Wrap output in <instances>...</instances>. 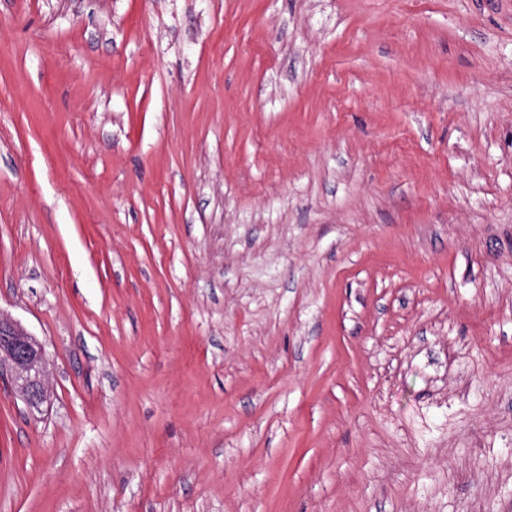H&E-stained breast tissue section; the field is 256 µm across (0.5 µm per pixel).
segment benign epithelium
<instances>
[{
  "label": "benign epithelium",
  "mask_w": 512,
  "mask_h": 512,
  "mask_svg": "<svg viewBox=\"0 0 512 512\" xmlns=\"http://www.w3.org/2000/svg\"><path fill=\"white\" fill-rule=\"evenodd\" d=\"M45 363L41 343L17 322L0 314V376L9 374L31 409L40 408L46 398Z\"/></svg>",
  "instance_id": "7a95c632"
}]
</instances>
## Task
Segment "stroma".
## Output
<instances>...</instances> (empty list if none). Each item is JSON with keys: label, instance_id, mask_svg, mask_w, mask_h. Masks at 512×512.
I'll list each match as a JSON object with an SVG mask.
<instances>
[{"label": "stroma", "instance_id": "35a3bbf8", "mask_svg": "<svg viewBox=\"0 0 512 512\" xmlns=\"http://www.w3.org/2000/svg\"><path fill=\"white\" fill-rule=\"evenodd\" d=\"M0 512H512V0H0ZM46 356L41 343L17 322L0 313V376L9 374L30 409H39L46 398Z\"/></svg>", "mask_w": 512, "mask_h": 512}]
</instances>
